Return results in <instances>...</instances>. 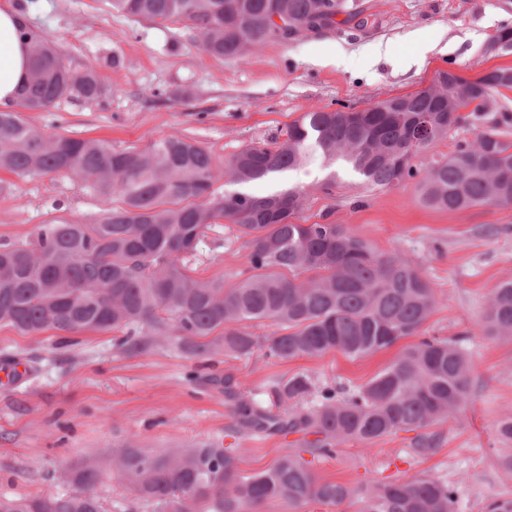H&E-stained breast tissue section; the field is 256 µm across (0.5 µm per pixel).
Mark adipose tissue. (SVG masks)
Wrapping results in <instances>:
<instances>
[{
  "label": "adipose tissue",
  "mask_w": 512,
  "mask_h": 512,
  "mask_svg": "<svg viewBox=\"0 0 512 512\" xmlns=\"http://www.w3.org/2000/svg\"><path fill=\"white\" fill-rule=\"evenodd\" d=\"M21 12L8 4L0 5V109L12 108L29 70L27 49L19 36Z\"/></svg>",
  "instance_id": "ef3b65f1"
}]
</instances>
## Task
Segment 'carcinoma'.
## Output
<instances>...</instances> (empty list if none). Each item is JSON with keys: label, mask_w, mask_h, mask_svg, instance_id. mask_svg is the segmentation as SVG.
Segmentation results:
<instances>
[{"label": "carcinoma", "mask_w": 512, "mask_h": 512, "mask_svg": "<svg viewBox=\"0 0 512 512\" xmlns=\"http://www.w3.org/2000/svg\"><path fill=\"white\" fill-rule=\"evenodd\" d=\"M139 22L180 25L199 37L204 53L234 59L285 41L274 17L294 39L348 23L362 14L357 0H106ZM20 38L32 60L30 78L13 110H0V169L18 177L70 174L112 201L91 224L55 218L28 241L0 243V325L23 335L48 330L66 338L117 331L128 356L173 350L202 362L217 356L288 361L339 352L356 360L412 338L358 389L318 384L307 373L275 379L269 403L248 399L232 377L224 383L234 430L248 435H312L266 471L244 475L234 449L218 441L149 451L132 442L112 449V475L151 512H261L271 501L335 507L358 496L363 512H454L455 490L415 474L398 482L352 487L319 477L303 454L333 458L349 441L372 443L416 432L414 451L437 447L426 432L470 403L471 362L465 330L454 338L423 333L436 307L434 289L410 263L385 254L342 224L298 220L308 193L283 184L285 174L313 165L323 186L348 176L391 189L414 182L428 207L465 211L512 205L509 116L493 94L512 92V67L474 80L439 71L428 90L393 97L363 112L312 109L289 123L284 139L248 145L229 161L178 137L141 150H116L97 139L45 136L21 117L46 112L62 99L95 102L107 86L88 67L74 74L41 29L24 22ZM471 108L457 111V101ZM482 126L421 170L414 158ZM227 179L228 189L214 185ZM278 187L256 195L252 187ZM225 220L249 236L242 279H201L185 263L205 230ZM274 331L261 336L259 325ZM481 329L512 340V281L495 288ZM101 469L84 460L69 494L0 496V512H105L96 492Z\"/></svg>", "instance_id": "carcinoma-1"}]
</instances>
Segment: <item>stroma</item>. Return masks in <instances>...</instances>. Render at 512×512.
Listing matches in <instances>:
<instances>
[{
  "label": "stroma",
  "instance_id": "35a3bbf8",
  "mask_svg": "<svg viewBox=\"0 0 512 512\" xmlns=\"http://www.w3.org/2000/svg\"><path fill=\"white\" fill-rule=\"evenodd\" d=\"M30 22L46 32L73 72L96 67L110 90L103 101L65 99L24 120L46 135L103 140L141 149L165 137L193 140L218 157L270 141L313 108L363 110L428 87L436 72L475 78L512 65V54L487 46L512 28V0H361L366 26L343 24L293 43L271 42L234 60L201 50L193 33L158 29L112 12L106 0H22ZM187 98H179V91ZM317 166L286 180L309 192L302 218L342 224L384 253L406 259L430 282L437 304L429 335L470 329L464 349L474 396L458 419L434 425L441 444L415 455L411 433L370 444L348 442L335 457L312 461L319 477L353 487L424 473L454 485L456 512H484L512 499V474L500 465L508 448L497 426L512 417V344L480 329L488 297L512 280V206L441 211L424 206L414 184L366 188L344 181L323 191ZM0 242L32 239L57 217L99 219L105 198L63 173L23 179L0 170ZM63 204L62 211L52 202ZM247 239L236 225H211L188 265L203 279L233 281L244 268ZM112 332L77 335L70 346L54 331L20 335L0 326V368L30 364L19 384L0 383V495L72 492L70 472L87 458L105 474L97 485L106 512H148L108 475L115 445L135 441L156 451L205 440L235 449L243 474L270 468L295 446V436L241 435L233 409L209 385L197 361L161 350L129 357ZM385 351L352 360L341 353L278 361L263 356L217 362L242 391L262 398L269 382L298 372L355 387L391 359Z\"/></svg>",
  "mask_w": 512,
  "mask_h": 512
}]
</instances>
